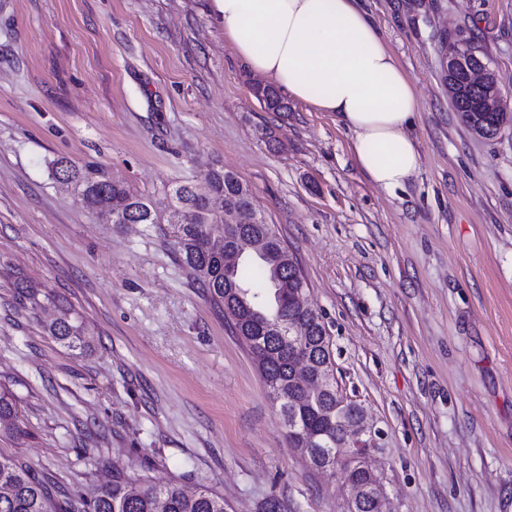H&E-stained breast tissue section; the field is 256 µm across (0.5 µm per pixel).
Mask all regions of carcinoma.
<instances>
[{
  "label": "carcinoma",
  "instance_id": "obj_1",
  "mask_svg": "<svg viewBox=\"0 0 512 512\" xmlns=\"http://www.w3.org/2000/svg\"><path fill=\"white\" fill-rule=\"evenodd\" d=\"M453 92L452 104L471 131L483 132L485 138L497 137L496 125L503 124L499 112L478 109L483 94L469 82L464 66L455 75H446ZM255 97L271 112H286L288 104L276 90L260 83L253 86ZM82 195L88 208L110 224H159L164 210L177 217L172 250L191 281L205 290L237 336L252 353L271 400H280V410L295 408L298 426L288 433L292 448L301 447L302 437L315 438V454L349 449L353 456L364 452L361 445L346 436L345 424L359 417L362 409L340 404L342 395L320 392L301 394L297 380L304 376L297 354L312 361L310 370L331 358L329 348L321 345L325 325L322 316H302L308 332L302 338L286 336L277 330L279 322L298 315L293 296L305 277L294 255L283 245L272 225L260 217L244 227L230 245L244 252L238 266L224 268V207L253 205L250 190L236 174L222 167L208 176V189L199 192L189 184H178L166 195V201L132 192L121 180H85ZM17 303L34 314L41 307L38 291L18 278ZM50 335L72 349L92 347L85 323L75 317L56 321ZM22 436L14 396L0 390V424ZM349 492L369 483V475L357 469L352 460L340 464ZM0 512H227L224 496L202 485L187 495L175 481L155 484L137 472L112 465V481L95 486L89 493L78 494L66 505L56 503L51 487L37 479L14 457L0 454Z\"/></svg>",
  "mask_w": 512,
  "mask_h": 512
}]
</instances>
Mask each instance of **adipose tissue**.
<instances>
[{"label":"adipose tissue","mask_w":512,"mask_h":512,"mask_svg":"<svg viewBox=\"0 0 512 512\" xmlns=\"http://www.w3.org/2000/svg\"><path fill=\"white\" fill-rule=\"evenodd\" d=\"M213 2L253 73L352 131L353 159L374 185L400 187L418 170L416 93L360 0Z\"/></svg>","instance_id":"obj_1"}]
</instances>
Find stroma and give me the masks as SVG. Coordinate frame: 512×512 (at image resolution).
<instances>
[{
  "mask_svg": "<svg viewBox=\"0 0 512 512\" xmlns=\"http://www.w3.org/2000/svg\"><path fill=\"white\" fill-rule=\"evenodd\" d=\"M412 84L420 166L371 183L335 113L267 111L211 0L0 6V432L59 499L111 481L204 484L228 512H348L342 473L286 438L246 345L187 278L174 227L108 224L58 163L164 198L223 167L306 277L339 390L379 432L386 512H512V130L473 134L439 34L470 37L512 113V0H363ZM67 300L30 314L12 272ZM81 316L80 353L49 325ZM18 411L14 396L1 388L0 390V425L6 424L16 436H22L25 431L19 425Z\"/></svg>",
  "mask_w": 512,
  "mask_h": 512,
  "instance_id": "1",
  "label": "stroma"
}]
</instances>
